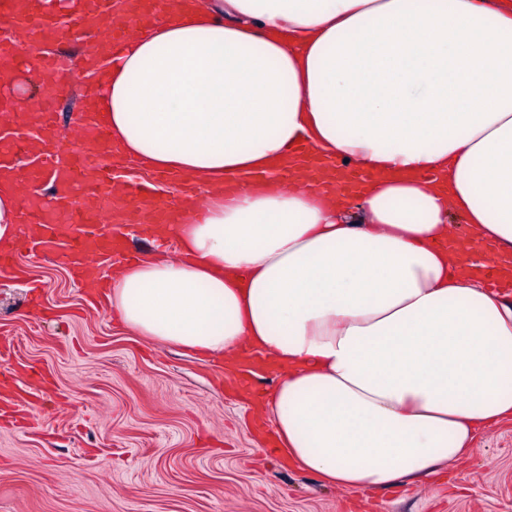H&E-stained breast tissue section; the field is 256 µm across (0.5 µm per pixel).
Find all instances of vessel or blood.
Listing matches in <instances>:
<instances>
[{
    "label": "vessel or blood",
    "mask_w": 512,
    "mask_h": 512,
    "mask_svg": "<svg viewBox=\"0 0 512 512\" xmlns=\"http://www.w3.org/2000/svg\"><path fill=\"white\" fill-rule=\"evenodd\" d=\"M84 2L83 8L61 18L52 8L53 0H0V23L26 34L24 42L0 43V89L23 70L41 77L64 71L67 56L45 49L46 40L91 29L97 43L119 46L157 14V0H139L136 19L126 21L113 19L107 0ZM54 102L52 88H44L34 113L10 115L8 134L0 137V169L10 173L21 197L22 235L30 249L57 247L72 272H99L125 256L129 226L170 224L193 211L196 194L189 182H182L176 200L159 194L148 180L121 182L108 161L114 142L96 113H75L71 142L63 144ZM299 155L318 173L319 185L348 189L361 180L360 174L336 166L320 167L309 149H301ZM272 368L269 360L244 353L232 376L249 386Z\"/></svg>",
    "instance_id": "obj_1"
}]
</instances>
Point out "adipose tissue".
Instances as JSON below:
<instances>
[{"label": "adipose tissue", "instance_id": "adipose-tissue-1", "mask_svg": "<svg viewBox=\"0 0 512 512\" xmlns=\"http://www.w3.org/2000/svg\"><path fill=\"white\" fill-rule=\"evenodd\" d=\"M98 82L120 158L200 189L107 303L151 341L270 355L299 470L379 491L512 420V298L461 267L512 268V0H167ZM302 142L364 173L356 206L283 173Z\"/></svg>", "mask_w": 512, "mask_h": 512}]
</instances>
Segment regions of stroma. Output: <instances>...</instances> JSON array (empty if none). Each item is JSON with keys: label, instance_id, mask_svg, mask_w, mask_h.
<instances>
[{"label": "stroma", "instance_id": "obj_1", "mask_svg": "<svg viewBox=\"0 0 512 512\" xmlns=\"http://www.w3.org/2000/svg\"><path fill=\"white\" fill-rule=\"evenodd\" d=\"M55 110L80 111L79 35ZM0 274V359L34 392L26 429L0 416V512H512V422L477 436L441 474L355 498L263 459L249 402L218 382L221 357L155 344L112 322L59 255L21 251Z\"/></svg>", "mask_w": 512, "mask_h": 512}]
</instances>
